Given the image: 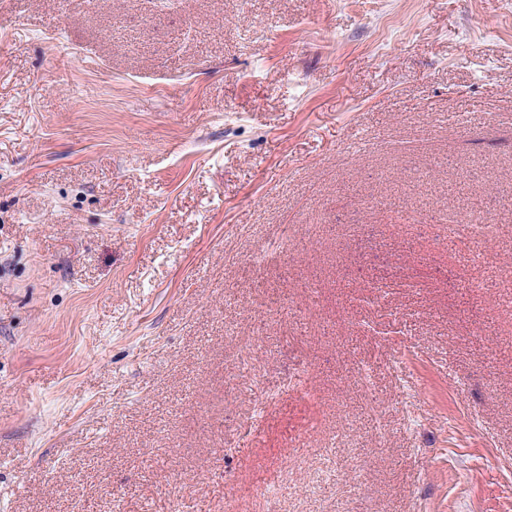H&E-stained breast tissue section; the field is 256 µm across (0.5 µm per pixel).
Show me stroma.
<instances>
[{"instance_id": "stroma-1", "label": "stroma", "mask_w": 512, "mask_h": 512, "mask_svg": "<svg viewBox=\"0 0 512 512\" xmlns=\"http://www.w3.org/2000/svg\"><path fill=\"white\" fill-rule=\"evenodd\" d=\"M497 283L512 0H0V512H512Z\"/></svg>"}]
</instances>
